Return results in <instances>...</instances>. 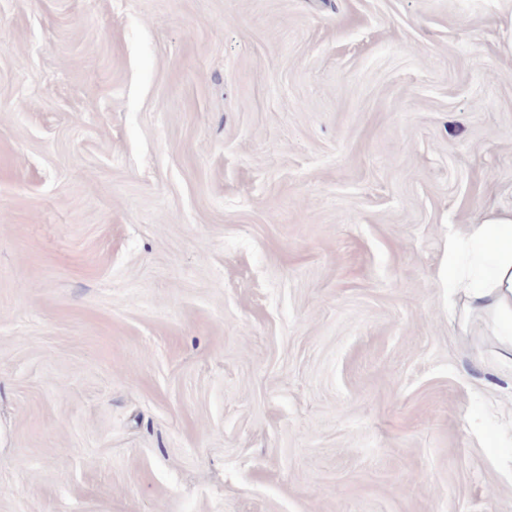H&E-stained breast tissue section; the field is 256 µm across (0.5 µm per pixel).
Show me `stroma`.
<instances>
[{"label":"stroma","instance_id":"1","mask_svg":"<svg viewBox=\"0 0 512 512\" xmlns=\"http://www.w3.org/2000/svg\"><path fill=\"white\" fill-rule=\"evenodd\" d=\"M494 206L512 0H0V512H512ZM484 244L492 254L491 275L475 270L482 257L461 253L465 241ZM448 288L463 294L467 314L490 318L504 357L512 354V209L490 210L479 224L448 231ZM512 359V358H510Z\"/></svg>","mask_w":512,"mask_h":512}]
</instances>
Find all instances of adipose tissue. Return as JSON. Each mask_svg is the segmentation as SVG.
Here are the masks:
<instances>
[{
    "mask_svg": "<svg viewBox=\"0 0 512 512\" xmlns=\"http://www.w3.org/2000/svg\"><path fill=\"white\" fill-rule=\"evenodd\" d=\"M448 286L465 310L490 318L503 356L512 355V209L448 232Z\"/></svg>",
    "mask_w": 512,
    "mask_h": 512,
    "instance_id": "adipose-tissue-1",
    "label": "adipose tissue"
}]
</instances>
